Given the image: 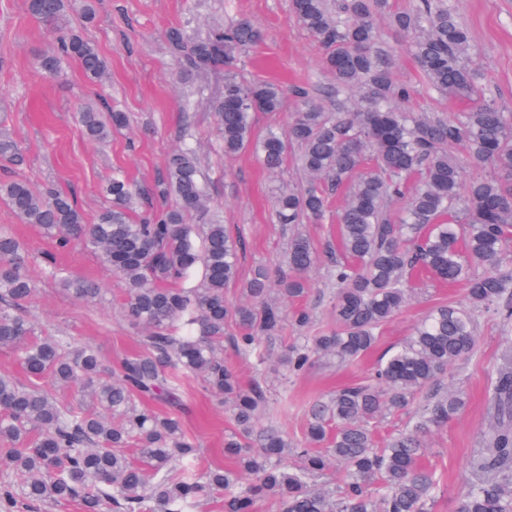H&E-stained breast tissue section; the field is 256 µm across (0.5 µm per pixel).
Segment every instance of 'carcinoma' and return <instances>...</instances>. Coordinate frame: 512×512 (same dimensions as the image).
Returning a JSON list of instances; mask_svg holds the SVG:
<instances>
[{"label": "carcinoma", "instance_id": "carcinoma-1", "mask_svg": "<svg viewBox=\"0 0 512 512\" xmlns=\"http://www.w3.org/2000/svg\"><path fill=\"white\" fill-rule=\"evenodd\" d=\"M76 8L86 20L95 18L92 0H27L29 14L50 29L65 28ZM291 11L323 52L336 97H355L332 116L300 87L238 75V52L264 39L252 19L203 36L181 27L167 33L176 75L224 69L222 90L208 102L224 157L251 149L274 173L284 166L288 144L300 147L298 165L309 183L302 191H275L277 223L321 221L330 192L345 196L336 215L340 255L330 268L336 329L285 350L288 373L318 359L353 364L368 355L408 304L417 272L465 284V304L433 306L379 359L373 381L310 402L297 448L260 424L269 408L266 388L257 379L243 382L224 363V340L241 358L265 363V343L280 335L286 320L272 295L303 296L306 275L317 265L308 239H291L288 272L277 282L256 269L244 288L246 302L232 307L224 288L238 276V243L211 213L201 159L188 136L168 155L155 188L172 204L138 220L144 195L122 174L104 185L107 205L91 222L70 193L40 194L24 180L0 179V198L22 223L38 225L62 249L84 245L99 253L124 284L128 318L146 333L145 349L124 358L115 377L105 376L89 346L66 337L32 339L34 327L19 311L36 285L21 243L0 230V349L17 351L29 378L24 385L0 375V460L13 471L0 481V512H14L20 497L33 505L76 502L81 512H196L210 498L220 499L224 512H257L271 497L280 512H431L439 479L421 464L426 439L465 407L463 396L442 389L441 381L473 354L482 313L494 312L502 334L512 338V267L501 264L512 246V113L491 101H477L454 119L401 109L412 87L393 80V55L377 26L384 15L408 38L430 90L468 99L476 93L477 74L467 64L471 34L452 0H420L410 10H394L389 0H291ZM66 59L91 81L106 78L104 57L76 33L39 53L37 65L54 76ZM289 94L299 103L293 121L282 132L258 134L257 114L281 111ZM77 121L90 141L104 143L125 116L99 100L80 107ZM458 144L466 146L470 164L492 173L462 186L463 162L452 153ZM369 153L375 168L366 171ZM0 157L21 161L2 129ZM413 177L409 203L395 218L390 202ZM193 215L203 223H187ZM48 268L68 296H97L95 283L51 261ZM196 272L197 283L184 286ZM231 323L236 333L228 336ZM46 374L76 390L75 401L62 403L42 390ZM193 375L229 407L233 430L224 439L230 460L224 468L197 469V448L183 432L180 381ZM137 399L161 400L169 411L139 407ZM412 406L407 425L378 445L380 418ZM489 406L482 448L471 462L476 480L456 512H512L511 352L491 383ZM131 446L135 461L125 453ZM338 467L345 471L340 491L315 487Z\"/></svg>", "mask_w": 512, "mask_h": 512}]
</instances>
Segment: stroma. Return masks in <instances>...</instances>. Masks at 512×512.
Segmentation results:
<instances>
[{"label":"stroma","instance_id":"obj_1","mask_svg":"<svg viewBox=\"0 0 512 512\" xmlns=\"http://www.w3.org/2000/svg\"><path fill=\"white\" fill-rule=\"evenodd\" d=\"M26 3L0 0V127L10 130L24 156L17 167L0 159V178L20 177L41 192L74 194L91 218L104 203L101 188L114 169L124 170L143 191H151L164 173L168 154L181 145L187 131L202 161L211 204L222 209L227 232L240 243L238 277L224 290L231 303L242 298L255 268L275 272L283 267L294 236L308 238L319 252L321 260L309 276L302 300L314 316L313 324L301 329L286 323L281 337L269 345V361L259 369L238 357L232 346L224 348L225 360L242 381L258 377L264 382L270 422L290 441L298 444L303 439L309 401L369 376L377 359L409 336L433 304L464 302V285L448 288L417 279L411 302L388 324L365 359L342 367L318 360L299 373L284 374L279 358L285 347L335 327L329 265L336 246V220L330 215L320 224L275 222L272 188L308 185L294 161L297 147H289L290 159L276 176L264 171L252 153L228 159L218 152L206 99L221 90L224 77L195 74L181 80L174 76L166 33L187 25L203 34L211 26L251 18L263 28L265 39L240 54V75L248 80L308 85L324 111L335 112L333 79L323 66L320 50L295 21L290 0H95L94 20L85 24L75 18L71 25L107 60L105 88L114 108L128 118L127 126L113 131L111 142L104 146L91 143L74 119L77 108L97 93L78 64L66 62L57 78L46 77L36 67L37 54L52 45L54 35L29 15ZM457 6L471 32L470 60L482 74L480 94L512 113V0H458ZM385 38L395 55L394 79L414 89L407 109L451 118L467 108L464 99L427 89L403 37L389 31ZM0 227L9 228L28 254V274L37 288L24 314L33 323L36 337L65 336L88 344L113 372L124 357L142 350L144 333L124 312V286L91 248L56 249L52 239L36 225L20 222L1 199ZM49 257L57 267L97 283L99 297L78 302L65 295L47 273ZM476 339L473 356L446 378L464 394L467 407L426 441L423 462L442 476L432 512H455L456 499L471 477L470 458L488 422L486 392L503 352L512 346L502 336L498 320L489 315L480 317ZM181 396L186 405L182 427L199 449L200 467L224 466V437L232 429L227 408L198 376L184 380Z\"/></svg>","mask_w":512,"mask_h":512}]
</instances>
